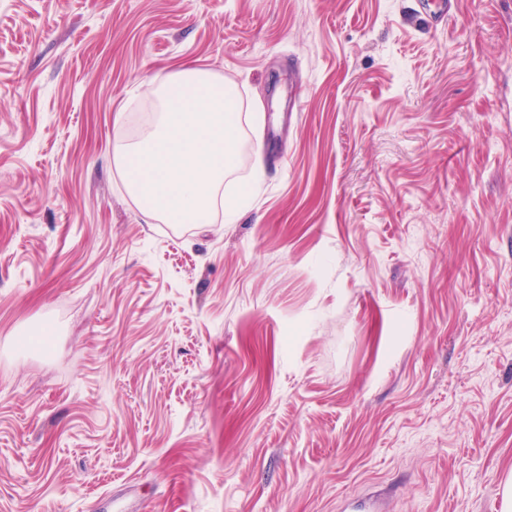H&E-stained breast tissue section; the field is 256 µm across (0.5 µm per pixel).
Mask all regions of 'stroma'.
<instances>
[{"mask_svg": "<svg viewBox=\"0 0 512 512\" xmlns=\"http://www.w3.org/2000/svg\"><path fill=\"white\" fill-rule=\"evenodd\" d=\"M0 0V512H492L512 472V0ZM243 105L207 224L114 155Z\"/></svg>", "mask_w": 512, "mask_h": 512, "instance_id": "1", "label": "stroma"}]
</instances>
